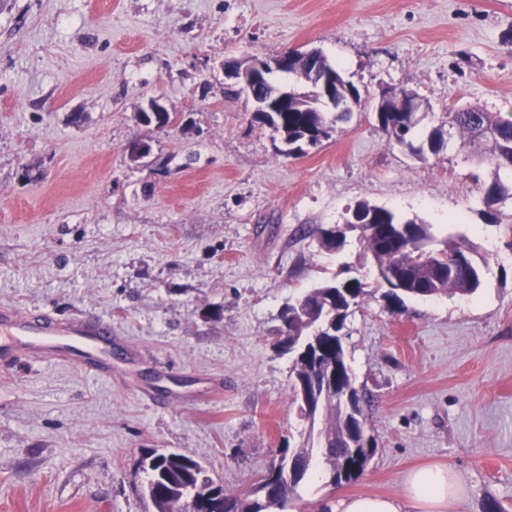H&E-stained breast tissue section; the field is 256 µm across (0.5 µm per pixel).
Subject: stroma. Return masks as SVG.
Segmentation results:
<instances>
[{"instance_id": "35a3bbf8", "label": "stroma", "mask_w": 512, "mask_h": 512, "mask_svg": "<svg viewBox=\"0 0 512 512\" xmlns=\"http://www.w3.org/2000/svg\"><path fill=\"white\" fill-rule=\"evenodd\" d=\"M512 0H0V305L111 317L122 373L27 357L0 367V512H152L146 450L251 487L310 428L293 401L281 311L357 264L317 227L366 200L467 236L486 257L474 295L383 287L348 318L346 360L376 446L350 482L303 481L292 512L400 495L446 464L461 512H512V198L486 222L458 146L420 161L379 129L390 90L512 111ZM317 49L365 104L298 156L231 92L224 64ZM158 101L164 129L136 115ZM148 140L134 163L128 145ZM224 394L206 399V382ZM182 397L179 405L171 397Z\"/></svg>"}]
</instances>
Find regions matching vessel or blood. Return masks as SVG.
Wrapping results in <instances>:
<instances>
[{
	"label": "vessel or blood",
	"instance_id": "obj_1",
	"mask_svg": "<svg viewBox=\"0 0 512 512\" xmlns=\"http://www.w3.org/2000/svg\"><path fill=\"white\" fill-rule=\"evenodd\" d=\"M110 319L79 312L67 319L34 315L14 306H0V365L20 355L70 362L85 373L111 378L113 373Z\"/></svg>",
	"mask_w": 512,
	"mask_h": 512
}]
</instances>
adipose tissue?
I'll use <instances>...</instances> for the list:
<instances>
[{
  "mask_svg": "<svg viewBox=\"0 0 512 512\" xmlns=\"http://www.w3.org/2000/svg\"><path fill=\"white\" fill-rule=\"evenodd\" d=\"M465 497L460 475L442 465L406 473L401 496L344 497L333 504L331 512H457Z\"/></svg>",
  "mask_w": 512,
  "mask_h": 512,
  "instance_id": "obj_1",
  "label": "adipose tissue"
}]
</instances>
